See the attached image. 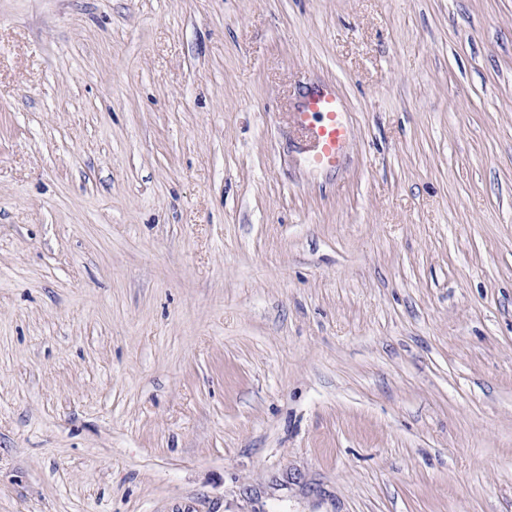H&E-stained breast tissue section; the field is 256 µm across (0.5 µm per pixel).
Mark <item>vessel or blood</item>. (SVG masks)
Instances as JSON below:
<instances>
[{
	"mask_svg": "<svg viewBox=\"0 0 512 512\" xmlns=\"http://www.w3.org/2000/svg\"><path fill=\"white\" fill-rule=\"evenodd\" d=\"M295 121L304 138L305 152L318 166L335 167L351 135L335 93L325 88L308 92L297 108Z\"/></svg>",
	"mask_w": 512,
	"mask_h": 512,
	"instance_id": "vessel-or-blood-1",
	"label": "vessel or blood"
}]
</instances>
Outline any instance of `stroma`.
Returning a JSON list of instances; mask_svg holds the SVG:
<instances>
[{"instance_id":"1","label":"stroma","mask_w":512,"mask_h":512,"mask_svg":"<svg viewBox=\"0 0 512 512\" xmlns=\"http://www.w3.org/2000/svg\"><path fill=\"white\" fill-rule=\"evenodd\" d=\"M0 512H512V0H0ZM342 112L340 99L326 88L308 92L295 112L303 148L319 167L335 168L350 138L351 130Z\"/></svg>"}]
</instances>
